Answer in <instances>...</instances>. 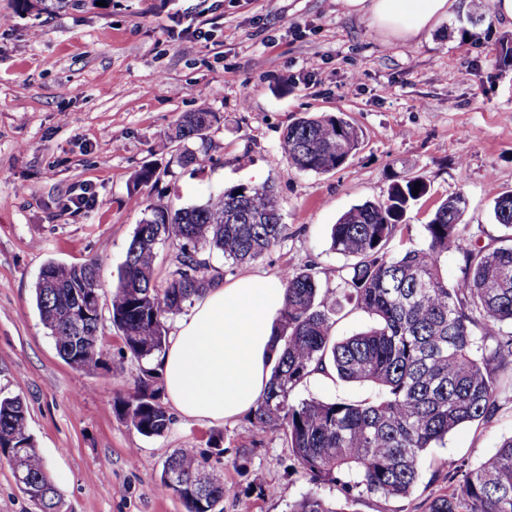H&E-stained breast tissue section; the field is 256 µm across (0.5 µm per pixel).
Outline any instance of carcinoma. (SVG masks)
<instances>
[{
  "label": "carcinoma",
  "mask_w": 512,
  "mask_h": 512,
  "mask_svg": "<svg viewBox=\"0 0 512 512\" xmlns=\"http://www.w3.org/2000/svg\"><path fill=\"white\" fill-rule=\"evenodd\" d=\"M96 0H17L23 11L56 12L93 6ZM471 24L492 20L489 5H473ZM220 117L207 107L185 112L164 149L181 145L177 163L202 172L211 162L207 133ZM199 142L191 148L188 142ZM358 129L341 116L301 118L281 143L288 163L300 172L325 174L342 167L357 150ZM419 178L391 185L383 201H365L332 226L330 249L356 262L341 270L340 286L322 289L309 268L286 270L285 303L279 316L282 347L266 392L250 410L258 440L283 436L298 467L313 481L339 487L345 501L361 494L405 498L419 480L428 448L465 423L489 421L499 393L512 389V235L502 245L464 251V277L448 285L442 258L465 231L467 199H443L424 225V244H389L402 237L404 216L428 194ZM495 221L512 230V191L494 201ZM272 186L240 183L204 204L149 206L128 244L110 306L82 319L81 334L67 322L70 307L101 289L97 260L49 262V288L38 280L36 305L58 355L77 369L106 366L101 328L108 319L125 349L139 361L165 351L167 322L224 277L211 262L220 254L229 271L261 258L287 237ZM176 249L173 267L158 280L159 246ZM354 311L373 318L366 329L338 339L339 320ZM370 384L372 400L294 401L295 390L316 374ZM157 370L141 369L134 394L117 397L113 409L139 434L160 436L173 417L164 406ZM222 448L181 449L164 462L161 485L176 495L184 512H217L231 489L218 475ZM19 474L22 492L40 512H59L60 495L46 461L28 433L24 404L0 398V460ZM449 490L434 496L425 512H512V436L477 466L448 460ZM289 512H347L308 494Z\"/></svg>",
  "instance_id": "carcinoma-1"
}]
</instances>
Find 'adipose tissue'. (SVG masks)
I'll return each mask as SVG.
<instances>
[{
  "instance_id": "ef3b65f1",
  "label": "adipose tissue",
  "mask_w": 512,
  "mask_h": 512,
  "mask_svg": "<svg viewBox=\"0 0 512 512\" xmlns=\"http://www.w3.org/2000/svg\"><path fill=\"white\" fill-rule=\"evenodd\" d=\"M392 35L410 40L451 14L457 0H342ZM286 296L277 276H242L209 289L177 323L161 373L178 415L226 422L254 408L279 353L277 320Z\"/></svg>"
}]
</instances>
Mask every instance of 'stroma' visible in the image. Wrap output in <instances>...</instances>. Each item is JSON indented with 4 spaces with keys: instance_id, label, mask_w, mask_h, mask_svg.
I'll return each instance as SVG.
<instances>
[{
    "instance_id": "obj_1",
    "label": "stroma",
    "mask_w": 512,
    "mask_h": 512,
    "mask_svg": "<svg viewBox=\"0 0 512 512\" xmlns=\"http://www.w3.org/2000/svg\"><path fill=\"white\" fill-rule=\"evenodd\" d=\"M0 398L20 397L28 430L61 493V512H184L159 476L177 449L224 450L233 495L224 512H288L319 492L351 512H425L448 488L439 464H476L512 436V392L482 426L465 424L432 448L408 497L314 486L292 465L282 436L256 440L248 415L227 422L174 417L144 437L113 410L135 390L142 364L104 325L108 366L72 368L43 325L35 287L49 261L97 259L109 303L144 206L204 203L234 185L274 184L288 237L227 281L314 268L335 288L347 258L330 249L337 219L353 205L386 198L393 182L420 177L429 193L405 222L415 244L447 196L467 195L468 225L443 269L461 281L464 250L496 246L505 230L491 215L512 191V64L496 53L512 27L473 25L458 14L404 43L349 14L340 0H106L46 18L0 0ZM317 58L318 69L306 66ZM209 106L212 162L197 174L170 163L158 181L134 186L182 113ZM345 114L362 132L356 154L327 174L292 168L279 145L307 115ZM95 204L78 209L80 193ZM367 384L310 378L295 400L357 401ZM107 472H100V463ZM276 487L269 495L267 487Z\"/></svg>"
}]
</instances>
